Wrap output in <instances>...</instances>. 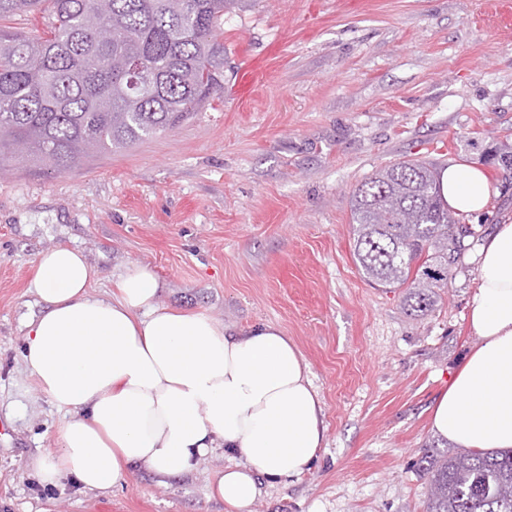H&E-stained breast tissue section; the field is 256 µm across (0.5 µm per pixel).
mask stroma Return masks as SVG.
Segmentation results:
<instances>
[{
  "label": "stroma",
  "instance_id": "35a3bbf8",
  "mask_svg": "<svg viewBox=\"0 0 512 512\" xmlns=\"http://www.w3.org/2000/svg\"><path fill=\"white\" fill-rule=\"evenodd\" d=\"M490 0H239L224 17V99L175 128L64 172L0 171V512H229L211 494L239 456L216 449L159 482L134 468L89 491L40 484L31 463L69 414L27 369L40 312L34 260L79 248L92 295L149 266L157 305L242 332L282 328L324 407L318 456L292 482L261 481L248 512H426L416 462L446 447L431 408L481 340L468 323L473 251L431 312L368 282L353 256L351 196L376 169L418 158L484 165L491 193L465 222L478 239L512 221V180L482 158L512 134V31ZM267 81L241 98L244 61Z\"/></svg>",
  "mask_w": 512,
  "mask_h": 512
}]
</instances>
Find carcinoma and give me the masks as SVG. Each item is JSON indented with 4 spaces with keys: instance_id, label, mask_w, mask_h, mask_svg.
Masks as SVG:
<instances>
[{
    "instance_id": "carcinoma-1",
    "label": "carcinoma",
    "mask_w": 512,
    "mask_h": 512,
    "mask_svg": "<svg viewBox=\"0 0 512 512\" xmlns=\"http://www.w3.org/2000/svg\"><path fill=\"white\" fill-rule=\"evenodd\" d=\"M239 0H0V165L65 171L90 153L170 130L224 93V14ZM38 14L42 32L6 25ZM24 141L27 154L14 144ZM493 159L512 175V140ZM418 160L376 170L353 192V255L363 275L433 310L474 236ZM427 512H512V450L422 449Z\"/></svg>"
}]
</instances>
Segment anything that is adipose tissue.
<instances>
[{"label": "adipose tissue", "instance_id": "ef3b65f1", "mask_svg": "<svg viewBox=\"0 0 512 512\" xmlns=\"http://www.w3.org/2000/svg\"><path fill=\"white\" fill-rule=\"evenodd\" d=\"M441 194L458 212H482L487 175L456 162ZM469 316L481 340L432 410L440 437L468 449L512 448V223L480 245ZM96 269L79 249L38 253L30 284L42 311L29 324L24 360L69 420L55 452L32 468L42 483L69 478L108 490L145 466L159 480L193 472L222 447L245 463L212 488L234 512H247L258 478L304 474L325 439L321 401L297 344L262 325L230 333L200 313L155 302L160 283L142 265L126 268L118 294L90 295Z\"/></svg>", "mask_w": 512, "mask_h": 512}]
</instances>
